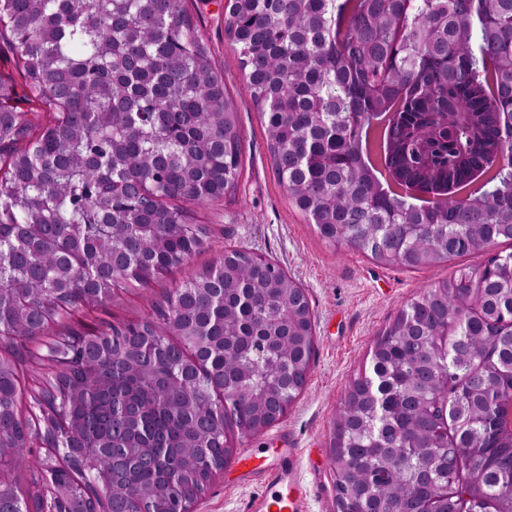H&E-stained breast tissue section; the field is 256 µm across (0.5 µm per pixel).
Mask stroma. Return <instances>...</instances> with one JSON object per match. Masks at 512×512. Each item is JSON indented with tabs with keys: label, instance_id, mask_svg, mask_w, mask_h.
<instances>
[{
	"label": "stroma",
	"instance_id": "35a3bbf8",
	"mask_svg": "<svg viewBox=\"0 0 512 512\" xmlns=\"http://www.w3.org/2000/svg\"><path fill=\"white\" fill-rule=\"evenodd\" d=\"M188 7L241 115L242 173L225 199L189 208L195 223L211 226L210 249L147 285L118 291L97 316L116 323L153 315L166 292L218 263L229 246L277 261L306 290L316 325L315 363L303 394L286 416L260 434L237 437L235 446L240 451L296 449L298 476L310 491L304 512H336L329 436L348 379L364 363L378 332L410 299L471 270L482 258L465 256L412 271L378 265L357 250L320 239L274 174L264 129L225 34L224 0H188ZM263 490L261 471L248 474L232 464L216 475L194 512H245L246 504Z\"/></svg>",
	"mask_w": 512,
	"mask_h": 512
}]
</instances>
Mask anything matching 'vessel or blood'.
I'll use <instances>...</instances> for the list:
<instances>
[{
  "label": "vessel or blood",
  "instance_id": "1",
  "mask_svg": "<svg viewBox=\"0 0 512 512\" xmlns=\"http://www.w3.org/2000/svg\"><path fill=\"white\" fill-rule=\"evenodd\" d=\"M243 463L259 462L265 474V489L248 506V512H303L308 490L296 474L293 449L270 448L264 456L246 453Z\"/></svg>",
  "mask_w": 512,
  "mask_h": 512
}]
</instances>
